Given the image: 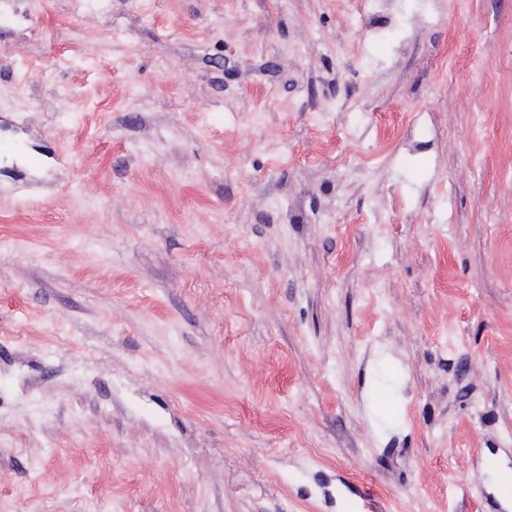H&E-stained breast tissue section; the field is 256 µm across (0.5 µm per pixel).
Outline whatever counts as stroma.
<instances>
[{
    "label": "stroma",
    "mask_w": 512,
    "mask_h": 512,
    "mask_svg": "<svg viewBox=\"0 0 512 512\" xmlns=\"http://www.w3.org/2000/svg\"><path fill=\"white\" fill-rule=\"evenodd\" d=\"M0 140V512H486L512 0H0Z\"/></svg>",
    "instance_id": "stroma-1"
}]
</instances>
